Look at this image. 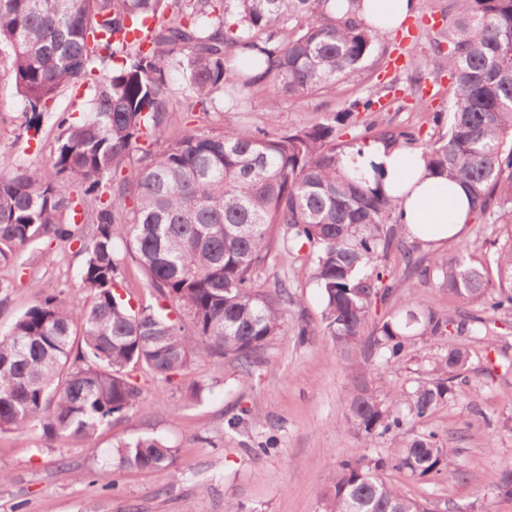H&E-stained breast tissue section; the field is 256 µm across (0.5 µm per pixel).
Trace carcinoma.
<instances>
[{
  "label": "carcinoma",
  "mask_w": 512,
  "mask_h": 512,
  "mask_svg": "<svg viewBox=\"0 0 512 512\" xmlns=\"http://www.w3.org/2000/svg\"><path fill=\"white\" fill-rule=\"evenodd\" d=\"M448 16L447 132L419 144L395 126L378 138L418 144L431 167L465 184L471 219L498 225L487 259L454 256L437 267L439 288L494 315L512 310V0H448ZM141 26L143 39H130ZM378 36L356 13L336 14V0H0V55L31 122L66 88L93 91L82 122L59 118L49 168L0 170V264L93 226L80 240L79 272L91 303L47 294L0 334V433L33 428L49 444L94 450L99 431L137 406L134 371L170 382L200 355L251 369L280 333L288 301L286 281L263 290L260 274L270 259L286 264L306 246L315 250L326 333L348 357L399 365L417 338L483 333L481 320L444 318L423 301L367 333L373 304L399 288L379 259L410 255L384 228L399 223L397 205L363 171L345 168L334 144L336 130L354 124L358 108L371 110L372 99L273 135L243 121L161 139L175 74L192 110L206 114L226 96L245 112L267 87L274 109L350 77ZM236 50L248 67L231 64ZM133 160L135 175L103 201L102 183ZM120 244L163 303L134 308L116 293ZM467 360V350L450 347L430 363L429 378L384 395L364 370L348 393L349 423L366 441L400 434L467 383ZM117 455L119 466L140 470L175 460L154 436ZM451 464L433 431L391 459L356 453L340 463L320 512H431L381 471L426 479ZM492 483L512 497V466Z\"/></svg>",
  "instance_id": "carcinoma-1"
}]
</instances>
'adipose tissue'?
Wrapping results in <instances>:
<instances>
[{
    "label": "adipose tissue",
    "mask_w": 512,
    "mask_h": 512,
    "mask_svg": "<svg viewBox=\"0 0 512 512\" xmlns=\"http://www.w3.org/2000/svg\"><path fill=\"white\" fill-rule=\"evenodd\" d=\"M416 8L417 0H364L362 17L385 33L402 27ZM345 160L381 172V190L396 200L410 239L437 248L464 232L470 206L465 187L431 171L419 149L378 140L363 152H346Z\"/></svg>",
    "instance_id": "ef3b65f1"
}]
</instances>
